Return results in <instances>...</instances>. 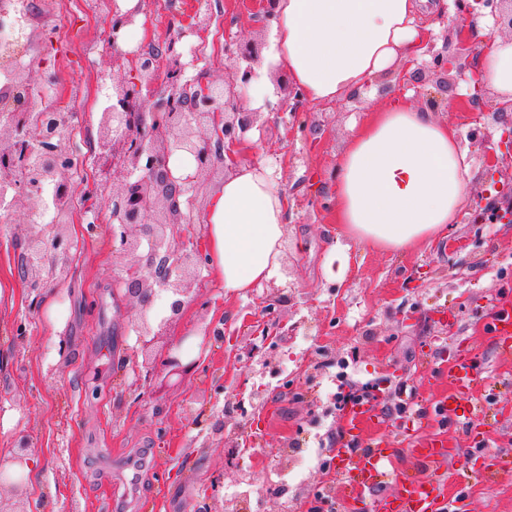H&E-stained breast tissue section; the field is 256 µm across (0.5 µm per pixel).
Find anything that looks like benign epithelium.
<instances>
[{
	"label": "benign epithelium",
	"mask_w": 512,
	"mask_h": 512,
	"mask_svg": "<svg viewBox=\"0 0 512 512\" xmlns=\"http://www.w3.org/2000/svg\"><path fill=\"white\" fill-rule=\"evenodd\" d=\"M135 14H118L112 23V38L105 54L112 55V65L121 64L128 55L119 49L121 31L134 24ZM182 54L169 40L157 44L156 56L136 68L133 84L114 82L111 85L112 106L101 112L99 121L98 161L93 168L96 181L107 183L120 180L122 192L112 198V255L125 259L114 284L122 288L125 298L138 307L135 329L144 349L167 334L185 307L197 299L192 288L198 269L207 261L194 243L178 239L175 226L195 223L193 204L201 179L205 176L222 182L224 175L236 164L233 156L214 165L203 161L213 147L231 149L238 146L246 134L258 126L259 112L242 106L241 94L255 77L259 56L248 43L232 41L224 44V58L235 62L231 79L205 81L186 77L187 64ZM175 78L166 84L162 99L153 97L160 61ZM434 71L440 75L436 87L448 91V57L434 56ZM34 82L31 69L15 72V80L0 90L10 97ZM31 120L24 112L0 115V157L15 154L26 137ZM74 149L72 140L59 136L40 144L45 157L40 171L42 181L20 178L14 169L0 170V183L15 187L10 206L29 204L30 212L47 207L42 182L68 188L71 183L69 157ZM174 153L195 157L196 169L183 177L173 176L168 166ZM76 197L70 191L56 201L57 215L47 224L31 225L27 251L33 256L24 265L23 273L36 287L56 282L66 272L72 246L66 233L72 223L70 206ZM165 294L169 315L157 319L150 315L159 294ZM197 361L183 363L172 354L166 355L162 366L177 375H186ZM28 440H18L16 448L0 456V512H28L25 508L4 507L3 493L23 499L26 494L24 471L30 465Z\"/></svg>",
	"instance_id": "1"
}]
</instances>
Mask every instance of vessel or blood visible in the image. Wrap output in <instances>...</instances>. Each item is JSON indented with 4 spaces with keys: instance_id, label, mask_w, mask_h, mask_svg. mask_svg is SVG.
Instances as JSON below:
<instances>
[{
    "instance_id": "b4317fda",
    "label": "vessel or blood",
    "mask_w": 512,
    "mask_h": 512,
    "mask_svg": "<svg viewBox=\"0 0 512 512\" xmlns=\"http://www.w3.org/2000/svg\"><path fill=\"white\" fill-rule=\"evenodd\" d=\"M485 330L502 355H512L511 308H497ZM439 374L448 380L452 390L431 403L429 416L443 426H472L478 398L490 388L474 357L467 353L451 354L444 359ZM382 419L380 400L367 399L351 405L344 414V425L347 433L355 436L364 426ZM410 453L417 464L405 470L396 467L398 450L386 440H375L366 448L335 449V472L344 497L362 502L364 512H470L465 495L448 496V481L463 486L474 478L491 483L497 477L496 470L483 466L477 453L469 456L465 466L449 469L453 451L447 439L438 434L417 442ZM385 481L392 482L394 493L371 497L373 487Z\"/></svg>"
}]
</instances>
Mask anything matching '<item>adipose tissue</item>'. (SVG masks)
Instances as JSON below:
<instances>
[{
	"label": "adipose tissue",
	"mask_w": 512,
	"mask_h": 512,
	"mask_svg": "<svg viewBox=\"0 0 512 512\" xmlns=\"http://www.w3.org/2000/svg\"><path fill=\"white\" fill-rule=\"evenodd\" d=\"M417 8V0H276L248 109L266 111L274 100L271 69L311 103L361 92L367 79L420 56L428 34ZM478 74L485 87L512 95V40L495 38ZM465 158L454 129L399 98L353 125L336 178V223L346 243L329 277H343L352 247L402 253L445 234L469 193ZM278 179L266 162H242L209 198L210 270L225 293H243L280 271L288 200Z\"/></svg>",
	"instance_id": "obj_1"
}]
</instances>
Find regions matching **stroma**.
<instances>
[{"mask_svg": "<svg viewBox=\"0 0 512 512\" xmlns=\"http://www.w3.org/2000/svg\"><path fill=\"white\" fill-rule=\"evenodd\" d=\"M82 0H38L44 19L67 34L66 51L36 34L45 84L61 98L78 93L85 137L99 138L106 103L96 92V72L112 62L81 58L98 40L95 22L76 19ZM484 0H440L430 15L434 52L456 57L458 40L473 51L448 66V101L435 117L453 126L474 179L469 199L447 236L404 253L355 248L341 280L325 269L342 245L333 211L337 160L351 119H365L403 95L423 107L434 90L432 58L420 65L427 77L410 87L397 73L374 78L365 93L331 103L293 102L263 117L245 160H266L281 170L288 197V225L279 274L243 295H225L201 269L198 303L189 306L153 347L157 358L178 347L197 360L189 374L154 367L133 376L141 360L134 303L115 297L107 229L111 207L99 211L96 231L71 224L77 242L57 284L31 287L19 274L29 211L0 213V454L19 437L39 461L29 473V499L42 512H235L243 491L252 512H323L314 495L336 483L321 467L324 452L348 441L336 408V362L348 359L356 385H383L385 438H397L404 419L396 387L415 380L421 399L441 389L424 377L440 358L437 337L475 356L486 378L502 392L490 407L487 451L512 452V357H502L480 320L500 302L512 304V223H477L476 209L512 196V112L496 109L498 95L484 89L469 98V71L478 68L483 27L455 29V17L490 16ZM209 13L207 30L187 35L198 57L187 77L223 79L230 66L216 46L222 37L268 44L270 25L254 0H144V36L157 43L195 13ZM391 94H382V86ZM498 157L489 167V157ZM300 449L301 460L279 457L281 445ZM472 512H512V467L494 483L473 482Z\"/></svg>", "mask_w": 512, "mask_h": 512, "instance_id": "stroma-1", "label": "stroma"}]
</instances>
